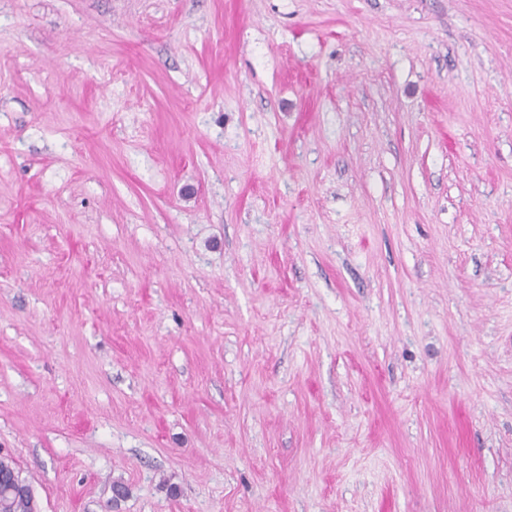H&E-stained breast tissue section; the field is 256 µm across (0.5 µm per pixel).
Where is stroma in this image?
Returning <instances> with one entry per match:
<instances>
[{
  "mask_svg": "<svg viewBox=\"0 0 512 512\" xmlns=\"http://www.w3.org/2000/svg\"><path fill=\"white\" fill-rule=\"evenodd\" d=\"M0 448L38 512H512V0H0Z\"/></svg>",
  "mask_w": 512,
  "mask_h": 512,
  "instance_id": "obj_1",
  "label": "stroma"
}]
</instances>
